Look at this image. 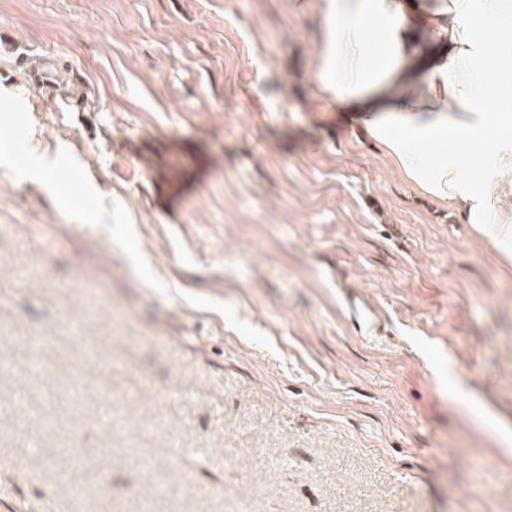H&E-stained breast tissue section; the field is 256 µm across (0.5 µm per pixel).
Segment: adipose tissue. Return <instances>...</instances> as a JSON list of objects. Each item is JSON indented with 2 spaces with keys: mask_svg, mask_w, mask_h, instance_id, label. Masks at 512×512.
Returning a JSON list of instances; mask_svg holds the SVG:
<instances>
[{
  "mask_svg": "<svg viewBox=\"0 0 512 512\" xmlns=\"http://www.w3.org/2000/svg\"><path fill=\"white\" fill-rule=\"evenodd\" d=\"M320 96L512 266V0H316ZM501 71L487 90L490 65Z\"/></svg>",
  "mask_w": 512,
  "mask_h": 512,
  "instance_id": "1",
  "label": "adipose tissue"
}]
</instances>
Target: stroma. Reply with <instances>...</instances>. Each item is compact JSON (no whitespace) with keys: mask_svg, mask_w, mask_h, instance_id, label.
<instances>
[{"mask_svg":"<svg viewBox=\"0 0 512 512\" xmlns=\"http://www.w3.org/2000/svg\"><path fill=\"white\" fill-rule=\"evenodd\" d=\"M303 4L0 0V512H512V271ZM37 147H33L24 159V170L34 176L45 185L51 184L56 179L57 170L53 165L46 164L42 157L36 155Z\"/></svg>","mask_w":512,"mask_h":512,"instance_id":"1","label":"stroma"}]
</instances>
